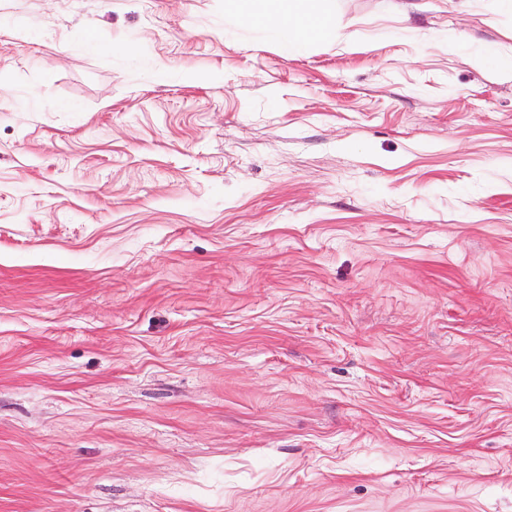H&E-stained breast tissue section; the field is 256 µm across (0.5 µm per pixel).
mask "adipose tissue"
<instances>
[{
	"instance_id": "1",
	"label": "adipose tissue",
	"mask_w": 512,
	"mask_h": 512,
	"mask_svg": "<svg viewBox=\"0 0 512 512\" xmlns=\"http://www.w3.org/2000/svg\"><path fill=\"white\" fill-rule=\"evenodd\" d=\"M225 13L245 25L264 26L284 33L290 52L308 45H338L332 0H224Z\"/></svg>"
}]
</instances>
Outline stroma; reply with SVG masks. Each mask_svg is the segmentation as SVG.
Wrapping results in <instances>:
<instances>
[{
  "mask_svg": "<svg viewBox=\"0 0 512 512\" xmlns=\"http://www.w3.org/2000/svg\"><path fill=\"white\" fill-rule=\"evenodd\" d=\"M334 8L0 0V512H512V12ZM333 0H225L224 12L244 25L264 26L284 33L288 51L299 53L309 44L337 46Z\"/></svg>",
  "mask_w": 512,
  "mask_h": 512,
  "instance_id": "1",
  "label": "stroma"
}]
</instances>
